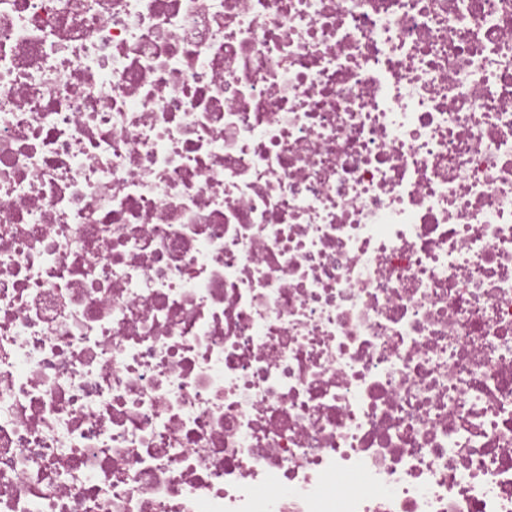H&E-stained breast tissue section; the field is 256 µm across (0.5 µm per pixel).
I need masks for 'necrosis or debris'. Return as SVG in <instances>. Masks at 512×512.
Here are the masks:
<instances>
[{
  "instance_id": "obj_1",
  "label": "necrosis or debris",
  "mask_w": 512,
  "mask_h": 512,
  "mask_svg": "<svg viewBox=\"0 0 512 512\" xmlns=\"http://www.w3.org/2000/svg\"><path fill=\"white\" fill-rule=\"evenodd\" d=\"M0 512H512V0H0Z\"/></svg>"
}]
</instances>
